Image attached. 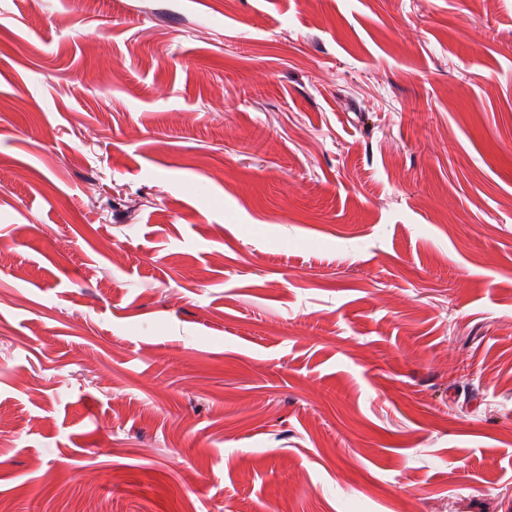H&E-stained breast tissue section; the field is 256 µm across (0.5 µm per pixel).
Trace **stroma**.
Returning <instances> with one entry per match:
<instances>
[{"label": "stroma", "mask_w": 512, "mask_h": 512, "mask_svg": "<svg viewBox=\"0 0 512 512\" xmlns=\"http://www.w3.org/2000/svg\"><path fill=\"white\" fill-rule=\"evenodd\" d=\"M0 512H512V0H0Z\"/></svg>", "instance_id": "35a3bbf8"}]
</instances>
